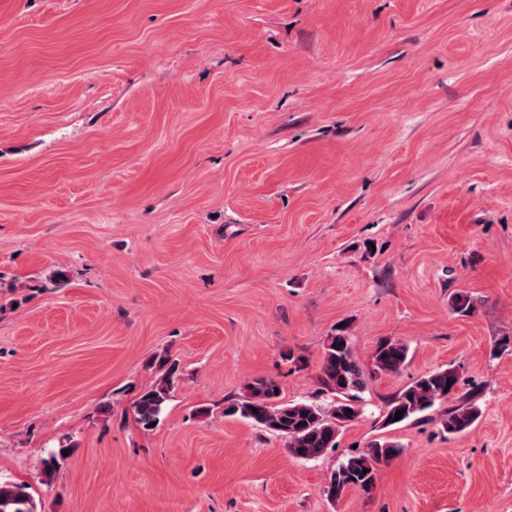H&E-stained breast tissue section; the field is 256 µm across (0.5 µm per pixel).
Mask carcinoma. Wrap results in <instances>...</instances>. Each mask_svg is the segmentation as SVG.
I'll use <instances>...</instances> for the list:
<instances>
[{
  "instance_id": "cac0c4a2",
  "label": "carcinoma",
  "mask_w": 512,
  "mask_h": 512,
  "mask_svg": "<svg viewBox=\"0 0 512 512\" xmlns=\"http://www.w3.org/2000/svg\"><path fill=\"white\" fill-rule=\"evenodd\" d=\"M476 300L466 292L455 293L449 306L455 313L467 315L475 309ZM408 358V347L398 340L383 341L374 354L375 372L396 374ZM367 373L354 356L350 336L339 329L324 344L321 380L325 391L333 395L327 404L313 402H281L280 386L273 379H255L245 387L242 397L224 408V415L238 416L256 426L281 436L290 454L312 460L327 449L336 447L340 428L362 414L361 392L367 385ZM177 377L176 365H170L146 389L134 404V415L143 429L159 423L165 404ZM460 376L454 367L427 373L399 390L388 402L385 424L393 425L396 411L403 412V422L443 403H453L442 414L440 424L450 434L470 429L480 417L474 403L457 397ZM403 448L392 441H375L364 451L340 462L331 473L326 494L332 501L344 490L354 489L365 495L376 486L378 467L399 456ZM0 512H38V505L27 491V485L0 480Z\"/></svg>"
}]
</instances>
